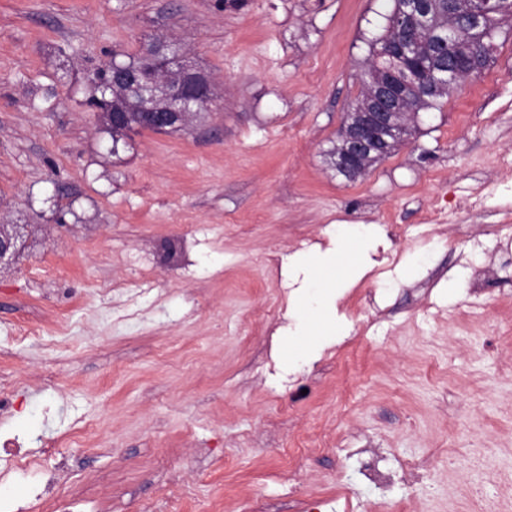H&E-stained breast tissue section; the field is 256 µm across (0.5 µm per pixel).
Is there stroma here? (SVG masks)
<instances>
[{"mask_svg":"<svg viewBox=\"0 0 512 512\" xmlns=\"http://www.w3.org/2000/svg\"><path fill=\"white\" fill-rule=\"evenodd\" d=\"M391 8L0 0V224L24 227L0 267V435L36 458L55 443L95 512H168L174 467L181 512H473L464 482L512 512V20L349 181L328 152ZM148 35L179 40L216 97L114 156L86 78ZM340 224L389 247L339 303L348 337L288 365V258Z\"/></svg>","mask_w":512,"mask_h":512,"instance_id":"35a3bbf8","label":"stroma"}]
</instances>
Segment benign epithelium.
Here are the masks:
<instances>
[{
    "label": "benign epithelium",
    "instance_id": "benign-epithelium-1",
    "mask_svg": "<svg viewBox=\"0 0 512 512\" xmlns=\"http://www.w3.org/2000/svg\"><path fill=\"white\" fill-rule=\"evenodd\" d=\"M433 0H405L402 23L421 24L431 30L447 29L444 16H450L455 23L476 27L482 14L493 8L490 0H449L446 14H433ZM168 41L157 39L147 55L155 60V72L149 77L154 92L167 101L168 107L162 110H148L147 118L153 126L165 131L168 127L181 123L190 124V105L210 98L213 81L201 72L184 52L177 57L169 56L165 48ZM419 46L416 40L403 41L390 50L399 59L398 70L384 76L378 72L370 79L371 91L366 103L355 112L346 113L338 131L336 170L352 180L358 179L370 165L388 156L397 146L400 132L412 113L404 111V102L394 93L392 84L410 83L412 76L406 68ZM438 68L453 87L458 66L455 59L443 53L438 55ZM113 78L106 84L105 93L119 94L138 88L139 77L119 65L112 66ZM102 123L110 128L124 125L129 120L128 109L108 108L101 113ZM20 237L16 224L0 225V265L12 260L17 251Z\"/></svg>",
    "mask_w": 512,
    "mask_h": 512
}]
</instances>
